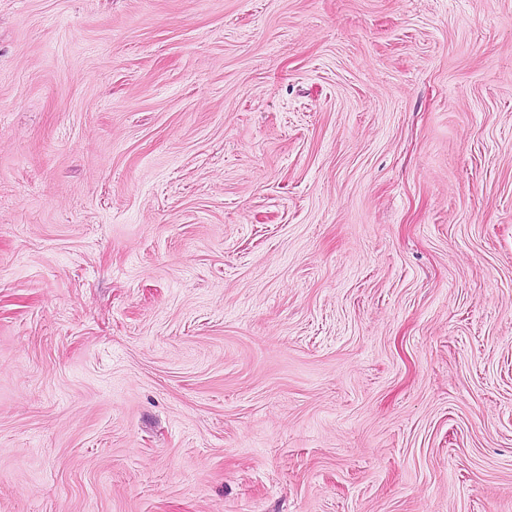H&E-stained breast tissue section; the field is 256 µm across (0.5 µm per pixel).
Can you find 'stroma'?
<instances>
[{
  "label": "stroma",
  "instance_id": "35a3bbf8",
  "mask_svg": "<svg viewBox=\"0 0 512 512\" xmlns=\"http://www.w3.org/2000/svg\"><path fill=\"white\" fill-rule=\"evenodd\" d=\"M0 512H512V0H0Z\"/></svg>",
  "mask_w": 512,
  "mask_h": 512
}]
</instances>
